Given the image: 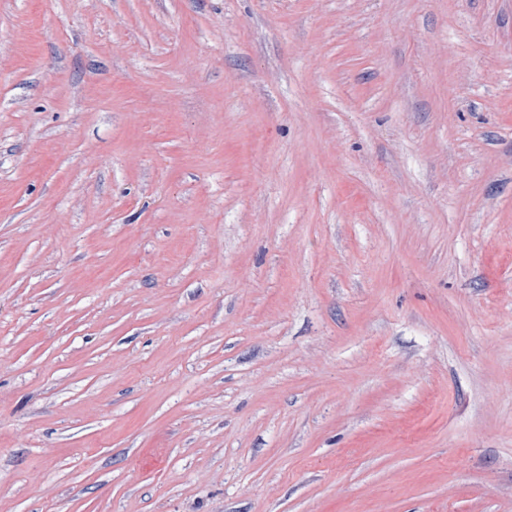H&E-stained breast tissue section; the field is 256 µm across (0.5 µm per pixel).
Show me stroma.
I'll return each mask as SVG.
<instances>
[{
    "label": "stroma",
    "instance_id": "1",
    "mask_svg": "<svg viewBox=\"0 0 512 512\" xmlns=\"http://www.w3.org/2000/svg\"><path fill=\"white\" fill-rule=\"evenodd\" d=\"M0 512H512V0H0Z\"/></svg>",
    "mask_w": 512,
    "mask_h": 512
}]
</instances>
